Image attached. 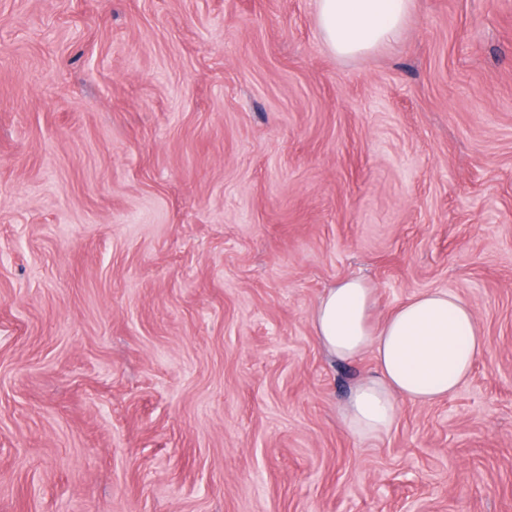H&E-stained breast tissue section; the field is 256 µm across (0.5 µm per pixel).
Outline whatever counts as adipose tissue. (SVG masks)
Segmentation results:
<instances>
[{"label": "adipose tissue", "mask_w": 512, "mask_h": 512, "mask_svg": "<svg viewBox=\"0 0 512 512\" xmlns=\"http://www.w3.org/2000/svg\"><path fill=\"white\" fill-rule=\"evenodd\" d=\"M413 0H317V23L327 46L341 57H365L400 36ZM375 291L360 278L329 288L312 317L314 333L330 356L351 360L372 353L376 375L357 384L342 421L352 434L379 437L396 422L397 398L430 405L466 381L484 345L471 305L450 292L410 299L373 321Z\"/></svg>", "instance_id": "obj_1"}]
</instances>
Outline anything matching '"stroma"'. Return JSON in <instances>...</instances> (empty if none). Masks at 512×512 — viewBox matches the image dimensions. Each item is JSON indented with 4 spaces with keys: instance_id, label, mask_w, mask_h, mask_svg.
Wrapping results in <instances>:
<instances>
[{
    "instance_id": "obj_1",
    "label": "stroma",
    "mask_w": 512,
    "mask_h": 512,
    "mask_svg": "<svg viewBox=\"0 0 512 512\" xmlns=\"http://www.w3.org/2000/svg\"><path fill=\"white\" fill-rule=\"evenodd\" d=\"M347 277L484 335L378 438ZM0 512H512V0L366 58L316 0H0Z\"/></svg>"
}]
</instances>
